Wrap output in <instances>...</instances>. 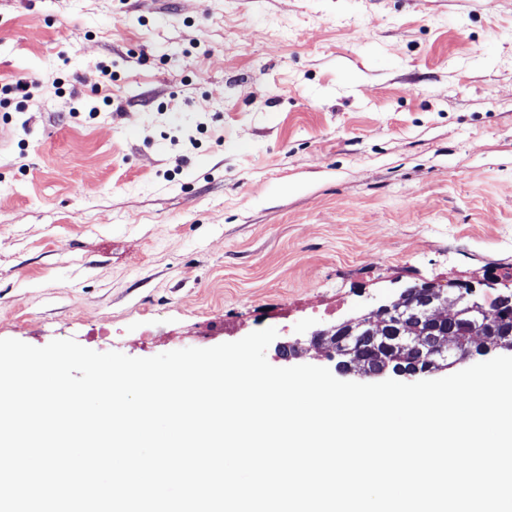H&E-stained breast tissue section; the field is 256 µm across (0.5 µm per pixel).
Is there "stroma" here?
I'll list each match as a JSON object with an SVG mask.
<instances>
[{"label": "stroma", "mask_w": 512, "mask_h": 512, "mask_svg": "<svg viewBox=\"0 0 512 512\" xmlns=\"http://www.w3.org/2000/svg\"><path fill=\"white\" fill-rule=\"evenodd\" d=\"M510 281L512 0H0V339L145 358Z\"/></svg>", "instance_id": "35a3bbf8"}]
</instances>
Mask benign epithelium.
<instances>
[{
	"label": "benign epithelium",
	"instance_id": "7a95c632",
	"mask_svg": "<svg viewBox=\"0 0 512 512\" xmlns=\"http://www.w3.org/2000/svg\"><path fill=\"white\" fill-rule=\"evenodd\" d=\"M474 312L479 313L485 323L497 318V313L486 310L468 286L447 298L442 290L424 284L416 289H405L397 300L380 302L361 316L312 331L309 343L322 349L331 360L340 358L338 370L344 374L356 373L366 377L384 374L386 368L381 366L372 365L359 370L350 362L342 361L356 349L381 348L401 359H413L414 367L405 375L411 380H420L474 356V351L463 348L456 336L458 328L471 321ZM406 321L426 325L429 335L418 339L406 335L398 328ZM498 327L500 336L495 344L480 350V353L496 349L512 351V327L505 323L498 324Z\"/></svg>",
	"mask_w": 512,
	"mask_h": 512
}]
</instances>
